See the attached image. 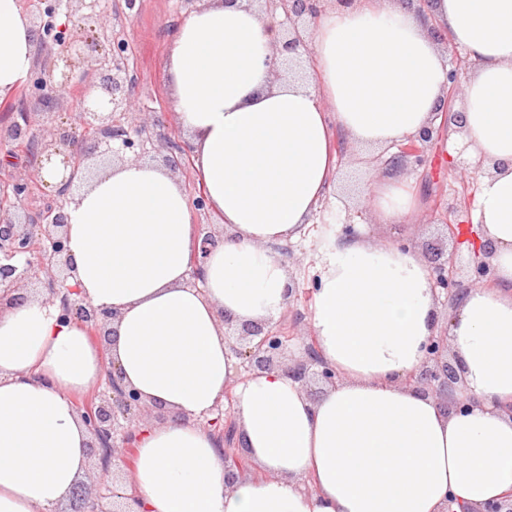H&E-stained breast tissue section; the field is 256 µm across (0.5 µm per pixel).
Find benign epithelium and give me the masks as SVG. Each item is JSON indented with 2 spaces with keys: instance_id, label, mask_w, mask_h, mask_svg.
<instances>
[{
  "instance_id": "1",
  "label": "benign epithelium",
  "mask_w": 512,
  "mask_h": 512,
  "mask_svg": "<svg viewBox=\"0 0 512 512\" xmlns=\"http://www.w3.org/2000/svg\"><path fill=\"white\" fill-rule=\"evenodd\" d=\"M86 0H40L33 23L35 34L51 41L60 48L63 68L54 74L55 67L43 66V72L35 79L34 87L44 99L65 98L78 89L82 92L85 115L90 118L84 130L95 129L98 134L91 138L94 149L86 150L75 143L74 137L59 132L47 123L41 129H32L28 113L20 111L13 121L0 126V144L3 146L24 144L25 150L40 158V162L50 163L59 160L62 165L61 179L55 184L54 204L38 219H30L23 207L24 200L32 193V183L39 178H3L0 180V196L9 203L0 204V286L15 289L23 283L39 278L40 273L48 276L46 288L48 302H59L60 316L85 325L89 332L97 334L108 331L109 321L117 313L98 310L89 304L79 289L69 284L74 276V266L69 254L65 226L68 224V207L74 196L81 191L86 181L87 160L100 149L120 158L138 161L149 153L147 146L163 154V162L172 171H185L192 164L191 151L186 147L172 146L167 138L147 142L140 138L141 129L128 120L127 101L133 82L128 73V44L121 35L112 34L111 54L99 59L96 66L76 71L74 57L80 55L74 28L69 24L57 25L53 19L64 14L75 19L78 28H97L99 12H80L76 5ZM284 14V41L280 50L282 65L288 69L301 66L303 55L309 53L311 29L323 0H276ZM462 68L452 67L447 73L448 98L442 107L443 125L456 122L454 102L462 88ZM430 132L418 137H410L397 145V153L392 162L417 165L424 160V147L430 142ZM208 226L199 230V245L191 262L189 277L196 281L201 278V265L207 252L215 245L216 238ZM472 262L478 279L472 287L484 286L482 277L490 272L488 258L492 246L477 238L468 240ZM456 261L454 256L434 264L431 269L433 287L450 294L453 299L461 295L455 279ZM241 335L245 345L234 347L232 351L244 366V378L279 369L282 358L290 342L298 341L304 347L305 358L297 359L288 366L285 373L303 383L314 375L326 386L337 382L336 372L318 356L312 336H298L284 331L280 326H269L258 322L241 325ZM411 381L423 387L443 404H448L456 385L460 381L458 369L448 360V336L441 334L433 338L425 360L411 376ZM106 384L109 393L98 401H90L83 406L84 419L99 455L104 461L111 460L118 453L114 439L122 428L121 421H131L136 410L142 407L137 392L122 388L120 376L114 367L106 370ZM249 469L248 460L224 450V478L229 485L238 474ZM105 492H85L77 490L73 494L74 512H137L136 497L123 492L117 484H109L104 479Z\"/></svg>"
}]
</instances>
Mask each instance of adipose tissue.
<instances>
[{
    "instance_id": "obj_1",
    "label": "adipose tissue",
    "mask_w": 512,
    "mask_h": 512,
    "mask_svg": "<svg viewBox=\"0 0 512 512\" xmlns=\"http://www.w3.org/2000/svg\"><path fill=\"white\" fill-rule=\"evenodd\" d=\"M281 14L204 0L168 38L165 65L198 184L230 234L188 285L198 247L192 200L166 169L124 162L69 209L74 285L116 312L107 345L58 305L0 311V512H58L80 485L91 436L72 396L115 366L126 388L170 415L134 429L139 512H443L512 493V0H354L324 8L308 81L279 78ZM473 63L460 133L482 162L477 222L495 282L464 293L440 322L430 270L412 249L353 234L317 265L309 326L340 377L319 400L281 371L237 376L223 316L274 322L291 281L280 247L297 241L336 190L343 134L391 147L433 128L447 89L446 45ZM36 62L20 0H0V102ZM384 224L418 209L392 167L362 199ZM458 364L448 411L409 380L440 332ZM264 479L224 481L216 437L197 423L226 392Z\"/></svg>"
}]
</instances>
